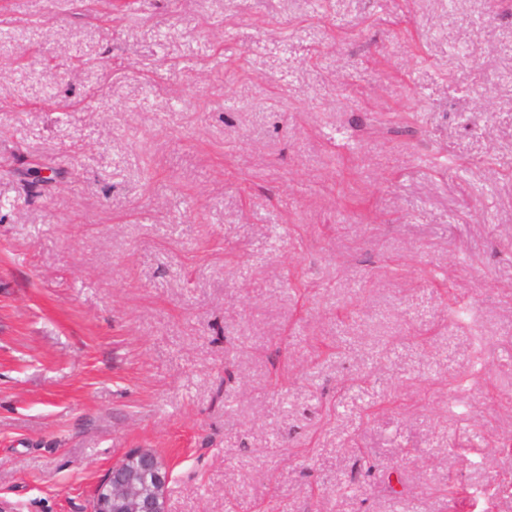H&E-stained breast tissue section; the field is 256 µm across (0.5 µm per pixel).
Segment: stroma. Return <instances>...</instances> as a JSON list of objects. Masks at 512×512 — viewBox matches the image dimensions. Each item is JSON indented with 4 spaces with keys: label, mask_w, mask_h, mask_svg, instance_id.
<instances>
[{
    "label": "stroma",
    "mask_w": 512,
    "mask_h": 512,
    "mask_svg": "<svg viewBox=\"0 0 512 512\" xmlns=\"http://www.w3.org/2000/svg\"><path fill=\"white\" fill-rule=\"evenodd\" d=\"M133 448L170 512H512V0H0V512Z\"/></svg>",
    "instance_id": "1"
}]
</instances>
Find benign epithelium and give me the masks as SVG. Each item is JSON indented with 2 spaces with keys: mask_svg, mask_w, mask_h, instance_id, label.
Wrapping results in <instances>:
<instances>
[{
  "mask_svg": "<svg viewBox=\"0 0 512 512\" xmlns=\"http://www.w3.org/2000/svg\"><path fill=\"white\" fill-rule=\"evenodd\" d=\"M171 471L152 450L125 452L100 480L91 512H168Z\"/></svg>",
  "mask_w": 512,
  "mask_h": 512,
  "instance_id": "1",
  "label": "benign epithelium"
}]
</instances>
